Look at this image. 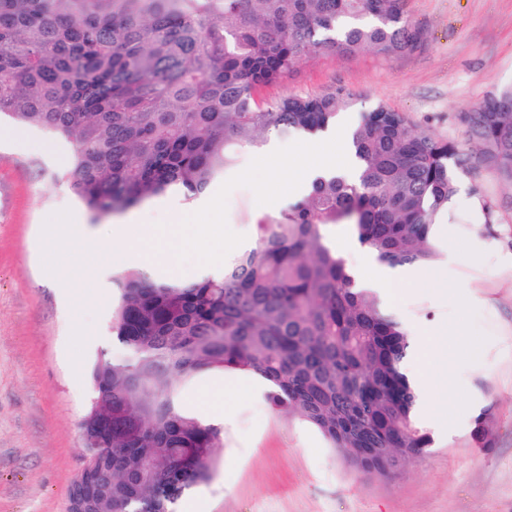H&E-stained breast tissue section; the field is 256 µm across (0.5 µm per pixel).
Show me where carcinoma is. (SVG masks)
<instances>
[{
    "label": "carcinoma",
    "mask_w": 512,
    "mask_h": 512,
    "mask_svg": "<svg viewBox=\"0 0 512 512\" xmlns=\"http://www.w3.org/2000/svg\"><path fill=\"white\" fill-rule=\"evenodd\" d=\"M421 36L404 0H0V115L72 145L56 179L96 218L169 191L191 200L269 134L327 129L353 99L261 97L302 59L371 51L394 56ZM498 179L512 187V86L460 114ZM354 175L318 179L221 276L113 278L112 340L126 351L89 365L81 421L102 424L85 512H174L211 480L220 431L176 408L204 368L248 369L273 405L319 430L348 466L385 475L429 434L415 421L404 372L411 338L370 292L355 288L330 228L350 227L378 262L429 264L430 226L457 194L468 154L379 106L349 134ZM485 222L496 203L480 185ZM478 416L473 437L488 448Z\"/></svg>",
    "instance_id": "carcinoma-1"
}]
</instances>
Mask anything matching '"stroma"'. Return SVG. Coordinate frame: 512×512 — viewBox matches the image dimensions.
<instances>
[{
	"label": "stroma",
	"mask_w": 512,
	"mask_h": 512,
	"mask_svg": "<svg viewBox=\"0 0 512 512\" xmlns=\"http://www.w3.org/2000/svg\"><path fill=\"white\" fill-rule=\"evenodd\" d=\"M405 9L423 35L417 51L311 56L267 98L342 85L354 98L339 123L353 126L383 105L405 113L417 131L467 142L460 114L512 85V0H406ZM70 155L64 140L0 121V512H67L82 464L79 423L93 396L87 368L102 353L125 356L111 334L114 268L99 266L78 282L46 268L42 231L56 213L85 218L94 237L109 236L113 225L88 220L56 180ZM460 182L465 191L480 184L500 205L498 224L478 240L485 257L452 264L447 247L436 246L433 271L446 289L401 284L382 298L412 336L408 361L421 375L432 373L425 353L438 328L465 327L455 342L473 343L476 353L432 391L435 407L459 409L458 419L437 427L416 413L432 439L426 453L388 476L362 472L315 427L273 410L267 384L241 370L248 394L224 397L216 473L178 512H512V191L475 150ZM265 214L251 189L230 192L234 232L253 239ZM222 376L196 373L177 406L204 416L205 389ZM484 411L492 445L479 448L473 431Z\"/></svg>",
	"instance_id": "1"
}]
</instances>
